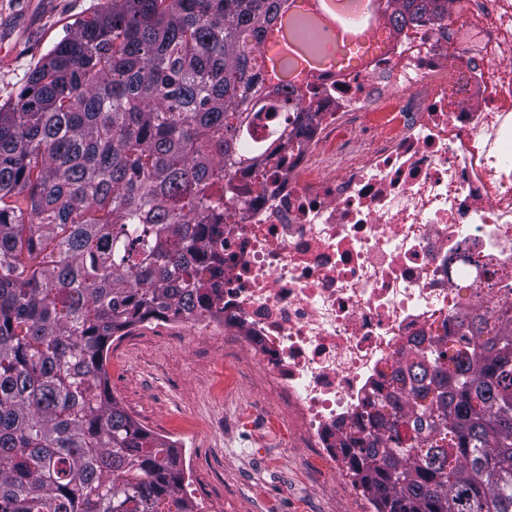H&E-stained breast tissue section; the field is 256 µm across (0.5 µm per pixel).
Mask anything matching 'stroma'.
<instances>
[{
  "label": "stroma",
  "mask_w": 512,
  "mask_h": 512,
  "mask_svg": "<svg viewBox=\"0 0 512 512\" xmlns=\"http://www.w3.org/2000/svg\"><path fill=\"white\" fill-rule=\"evenodd\" d=\"M104 0H0V105L15 102L48 51ZM174 320L113 337L104 364L118 404L174 442L196 512H374L287 428L258 360L225 338Z\"/></svg>",
  "instance_id": "obj_1"
}]
</instances>
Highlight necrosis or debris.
Listing matches in <instances>:
<instances>
[{
    "mask_svg": "<svg viewBox=\"0 0 512 512\" xmlns=\"http://www.w3.org/2000/svg\"><path fill=\"white\" fill-rule=\"evenodd\" d=\"M296 86L306 113L240 133L276 156L231 172L216 305L289 429L346 475L339 447L414 341L447 346L459 316L512 305V0H451Z\"/></svg>",
    "mask_w": 512,
    "mask_h": 512,
    "instance_id": "obj_1",
    "label": "necrosis or debris"
}]
</instances>
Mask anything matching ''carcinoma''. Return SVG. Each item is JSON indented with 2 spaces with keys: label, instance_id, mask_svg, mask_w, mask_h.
<instances>
[{
  "label": "carcinoma",
  "instance_id": "cac0c4a2",
  "mask_svg": "<svg viewBox=\"0 0 512 512\" xmlns=\"http://www.w3.org/2000/svg\"><path fill=\"white\" fill-rule=\"evenodd\" d=\"M282 0H105L0 106V512H194L174 443L109 391L105 346L212 311L203 274L262 101L305 112L267 34ZM447 0H385L395 32ZM405 362L391 413L345 448L376 512H512V307ZM410 411L402 413L399 397Z\"/></svg>",
  "mask_w": 512,
  "mask_h": 512
}]
</instances>
